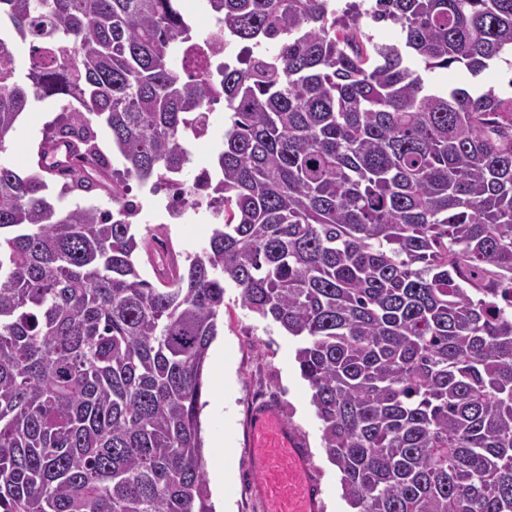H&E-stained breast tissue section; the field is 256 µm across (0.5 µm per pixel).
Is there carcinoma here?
<instances>
[{"label":"carcinoma","mask_w":512,"mask_h":512,"mask_svg":"<svg viewBox=\"0 0 512 512\" xmlns=\"http://www.w3.org/2000/svg\"><path fill=\"white\" fill-rule=\"evenodd\" d=\"M178 2L0 0V152L30 98L67 100L30 174L0 163V512H214L227 281L297 338L356 512H512V95L477 82L512 68V0H205L214 40ZM130 179L210 210L208 247L136 234ZM56 180L112 208L61 211ZM409 66L412 69L420 70L426 83L429 86L439 87V88H448V87H457L463 84L466 80V75L457 70L456 68L450 69H437L434 72H424L423 65L418 61L411 59L409 61ZM227 114H224L223 102L213 106L211 114V130L208 138L201 142H192L189 145L191 150V161L183 172L181 178L189 184L204 168H210L216 154L221 148L222 135Z\"/></svg>","instance_id":"1"}]
</instances>
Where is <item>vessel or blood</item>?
Wrapping results in <instances>:
<instances>
[{
	"label": "vessel or blood",
	"instance_id": "1",
	"mask_svg": "<svg viewBox=\"0 0 512 512\" xmlns=\"http://www.w3.org/2000/svg\"><path fill=\"white\" fill-rule=\"evenodd\" d=\"M248 443L259 475L255 489L265 512H319L320 488L311 478L306 452L279 412H253Z\"/></svg>",
	"mask_w": 512,
	"mask_h": 512
}]
</instances>
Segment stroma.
<instances>
[{
	"mask_svg": "<svg viewBox=\"0 0 512 512\" xmlns=\"http://www.w3.org/2000/svg\"><path fill=\"white\" fill-rule=\"evenodd\" d=\"M42 105L49 113L48 119L19 117L5 151L0 153V162L23 176L30 173L33 151L61 112V105L55 100H43ZM225 120L223 104H215L208 138L190 145L191 161L182 175L183 180L193 181L202 169L212 166L221 148ZM128 197L140 205L137 231L149 228L170 237L176 251L183 255L201 252L208 245L214 228L209 210L201 208L186 212L180 219H171L165 210V194L150 193L148 188L134 181L129 184ZM238 295L239 290L234 285L225 286L224 313L219 319L217 340L223 343L224 358L231 367V380L226 391H216L213 386L214 361H207L204 370L200 421L207 472H214L222 463L216 441L229 439L236 473L233 510L263 512L254 495L257 476L252 466L246 427L250 419L247 402L252 391L268 386L278 396L276 406L280 413L295 428L302 447L309 451L312 478L321 488L322 512H351L342 496L340 473L323 448L321 422L310 403L308 384L302 379L295 361L296 338L288 336L272 319L243 308Z\"/></svg>",
	"mask_w": 512,
	"mask_h": 512,
	"instance_id": "stroma-1",
	"label": "stroma"
}]
</instances>
